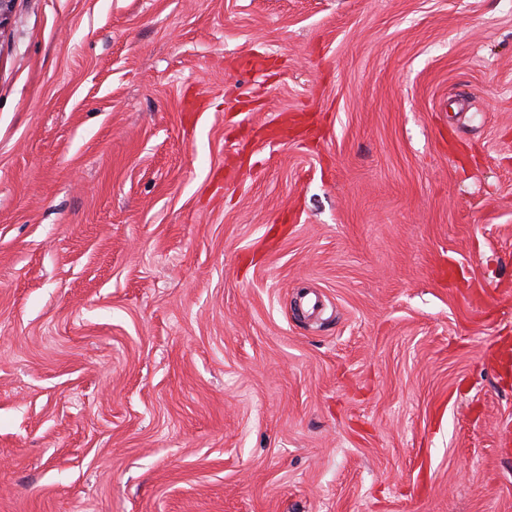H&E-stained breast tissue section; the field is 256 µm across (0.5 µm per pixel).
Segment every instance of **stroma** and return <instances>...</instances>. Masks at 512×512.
<instances>
[{
  "label": "stroma",
  "mask_w": 512,
  "mask_h": 512,
  "mask_svg": "<svg viewBox=\"0 0 512 512\" xmlns=\"http://www.w3.org/2000/svg\"><path fill=\"white\" fill-rule=\"evenodd\" d=\"M0 512H512V0H15Z\"/></svg>",
  "instance_id": "1"
}]
</instances>
